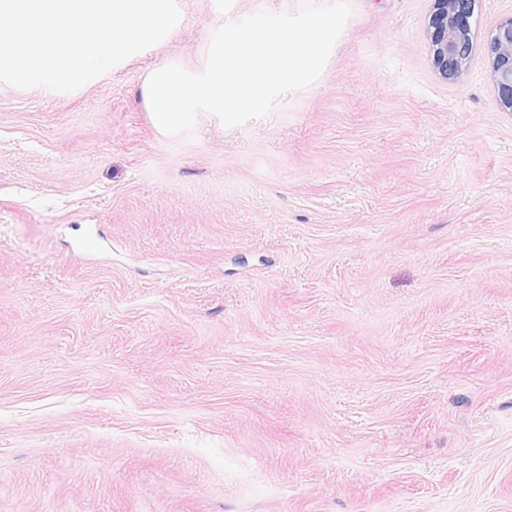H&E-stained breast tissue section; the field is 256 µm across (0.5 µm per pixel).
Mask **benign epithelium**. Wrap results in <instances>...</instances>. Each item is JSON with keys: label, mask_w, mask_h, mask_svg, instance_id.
Instances as JSON below:
<instances>
[{"label": "benign epithelium", "mask_w": 512, "mask_h": 512, "mask_svg": "<svg viewBox=\"0 0 512 512\" xmlns=\"http://www.w3.org/2000/svg\"><path fill=\"white\" fill-rule=\"evenodd\" d=\"M431 59L445 79L461 76L471 52L469 18L474 0H432ZM491 76L500 104L512 109V16L501 20L489 40Z\"/></svg>", "instance_id": "obj_1"}]
</instances>
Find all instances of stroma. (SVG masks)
I'll return each mask as SVG.
<instances>
[{
    "instance_id": "35a3bbf8",
    "label": "stroma",
    "mask_w": 512,
    "mask_h": 512,
    "mask_svg": "<svg viewBox=\"0 0 512 512\" xmlns=\"http://www.w3.org/2000/svg\"><path fill=\"white\" fill-rule=\"evenodd\" d=\"M303 0H181L68 93L0 84V512H512V111L475 0H350L321 80L165 133L140 89ZM431 59L445 79L461 76L471 52L469 18L474 0H432Z\"/></svg>"
}]
</instances>
